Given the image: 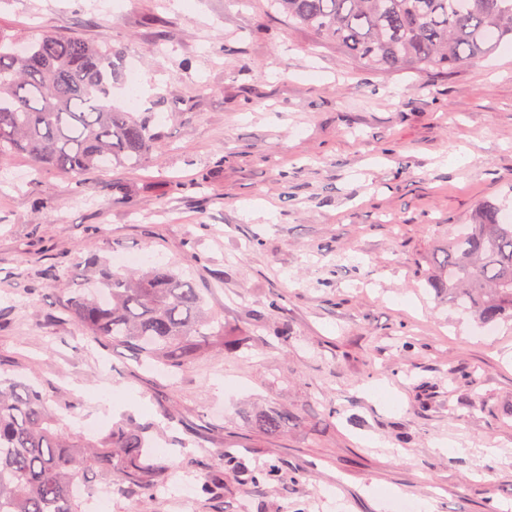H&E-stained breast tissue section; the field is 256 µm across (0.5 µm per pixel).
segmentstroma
<instances>
[{
    "instance_id": "obj_1",
    "label": "stroma",
    "mask_w": 512,
    "mask_h": 512,
    "mask_svg": "<svg viewBox=\"0 0 512 512\" xmlns=\"http://www.w3.org/2000/svg\"><path fill=\"white\" fill-rule=\"evenodd\" d=\"M46 28L135 62L137 101L113 104L166 144L80 185L22 155L0 171V375L39 381L68 431L127 419L170 450L156 493L110 512H512V321L482 326L425 284L479 201L512 215V46L383 74L270 0H0L1 33ZM120 252L193 280L225 349L173 375L48 322L87 255ZM273 406L298 421L267 435ZM224 447L299 479L201 495L198 461Z\"/></svg>"
}]
</instances>
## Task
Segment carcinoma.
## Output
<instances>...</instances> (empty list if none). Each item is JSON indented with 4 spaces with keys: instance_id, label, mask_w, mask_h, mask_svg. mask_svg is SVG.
<instances>
[{
    "instance_id": "cac0c4a2",
    "label": "carcinoma",
    "mask_w": 512,
    "mask_h": 512,
    "mask_svg": "<svg viewBox=\"0 0 512 512\" xmlns=\"http://www.w3.org/2000/svg\"><path fill=\"white\" fill-rule=\"evenodd\" d=\"M288 24L310 30L364 66L418 74L448 71L512 43V0H273ZM0 33V168L25 155L36 171L58 170L79 180L106 167L138 169L164 151L151 118L112 105L118 75L105 41L46 31L17 50ZM492 202L476 223L448 241L428 285L486 325L512 320V224ZM59 311L103 345L123 346L143 361L183 372L224 333L210 331L193 282L167 266L145 271L102 266L92 293H70ZM292 420L286 408L260 416L275 434ZM149 438L133 423H115L99 438L60 429L59 418L34 385L0 378V512H86L75 477H115V490L150 496L168 459L148 454ZM201 487L224 493L222 474L250 485L298 480L270 459L250 469L232 448Z\"/></svg>"
}]
</instances>
